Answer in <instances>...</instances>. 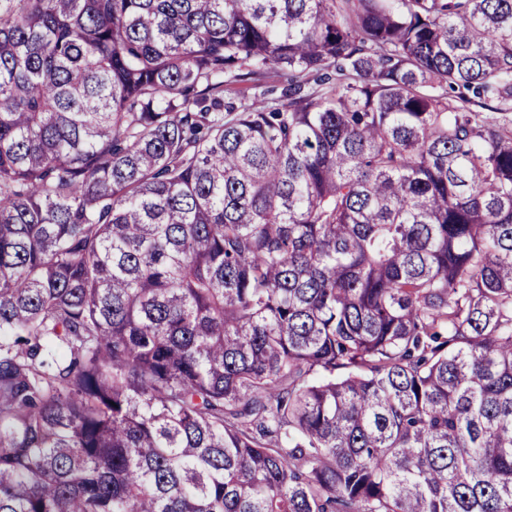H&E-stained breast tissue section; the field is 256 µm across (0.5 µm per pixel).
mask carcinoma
Listing matches in <instances>:
<instances>
[{"label":"carcinoma","instance_id":"obj_1","mask_svg":"<svg viewBox=\"0 0 512 512\" xmlns=\"http://www.w3.org/2000/svg\"><path fill=\"white\" fill-rule=\"evenodd\" d=\"M0 512H512V0H0Z\"/></svg>","mask_w":512,"mask_h":512}]
</instances>
